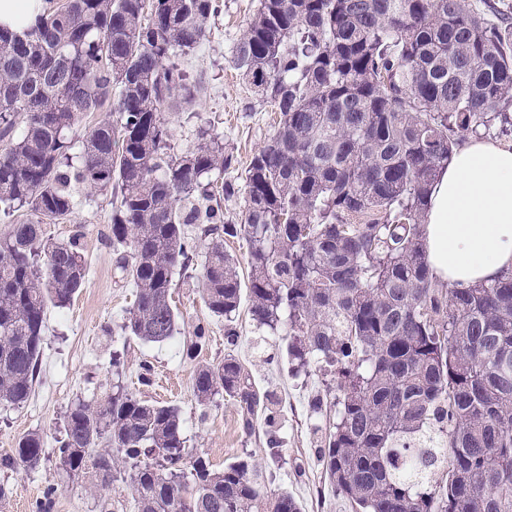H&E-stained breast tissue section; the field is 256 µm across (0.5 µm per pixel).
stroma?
Returning a JSON list of instances; mask_svg holds the SVG:
<instances>
[{
    "mask_svg": "<svg viewBox=\"0 0 512 512\" xmlns=\"http://www.w3.org/2000/svg\"><path fill=\"white\" fill-rule=\"evenodd\" d=\"M220 10L210 21V35L189 54L176 60L198 91L192 103L167 110L173 144L182 150L196 142L200 118L214 120L216 133L235 163L225 171L227 182L242 186L244 170L273 132L276 114L270 103L255 95L232 64V51L258 7V0H219ZM76 207L70 221L47 228L52 238L70 236L75 225L83 227V249L88 258L85 283L71 304L50 309L42 350L41 381L28 401L17 408L0 407V456L10 453L24 434L36 432L44 439L45 457L33 471L0 468V485L10 491L0 512H31V505L47 487H57L53 512H100L109 502L114 512H137L129 489L116 483L107 487L90 484L84 477L67 474L56 458L60 435L69 407L111 392L119 383L137 398L177 406L183 421L189 454L201 455L216 469L238 457H250L269 475L271 490H288L301 503L303 512H350L331 491L316 461V437L310 405L334 386L332 376L318 371L293 375L282 356L283 342L277 336L260 335L248 310L237 320L239 342L234 350L262 392L273 405L270 417H258L252 432H244L234 404L216 395L207 416H200L193 393V375L198 365L223 360L224 323L206 308L199 280L201 264L174 276L172 297L180 318L174 339L144 343L125 335L123 318L135 292L114 266L109 240L112 206L108 195L85 185L74 188ZM207 329V340L194 356L185 344L197 325ZM120 353L121 375L112 373V355ZM166 371L180 383L173 395H159L156 387L139 385L142 362ZM277 424L281 454L271 459L267 444L270 424Z\"/></svg>",
    "mask_w": 512,
    "mask_h": 512,
    "instance_id": "35a3bbf8",
    "label": "stroma"
}]
</instances>
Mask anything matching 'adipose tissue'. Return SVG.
I'll return each mask as SVG.
<instances>
[{
	"label": "adipose tissue",
	"mask_w": 512,
	"mask_h": 512,
	"mask_svg": "<svg viewBox=\"0 0 512 512\" xmlns=\"http://www.w3.org/2000/svg\"><path fill=\"white\" fill-rule=\"evenodd\" d=\"M47 0H0V27L22 35ZM438 280L489 282L512 270V145L467 138L433 182L425 213Z\"/></svg>",
	"instance_id": "1"
}]
</instances>
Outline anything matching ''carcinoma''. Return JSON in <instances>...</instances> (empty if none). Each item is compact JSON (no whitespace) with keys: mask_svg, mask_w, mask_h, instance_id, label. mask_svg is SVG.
Here are the masks:
<instances>
[{"mask_svg":"<svg viewBox=\"0 0 512 512\" xmlns=\"http://www.w3.org/2000/svg\"><path fill=\"white\" fill-rule=\"evenodd\" d=\"M259 0L233 64L279 113L245 170L239 222L224 221L232 166L200 122L176 151L166 118L193 90L166 60L209 35L218 0H60L24 37L0 28V405L40 381L49 308L87 275L72 185L111 197L115 267L135 288L122 329L177 333L173 278L203 256V301L229 347L242 288L258 328L286 341L336 393L312 415L319 460L351 512H512V271L464 286L430 274V186L455 147L512 125V18L483 0ZM108 108L116 120L78 137ZM250 247L248 285L224 238ZM253 430L268 398L234 356L199 366L201 416L219 392ZM69 474L127 484L137 512H301L247 459L215 470L186 451L177 407L121 386L79 400L56 439ZM40 435L0 457L38 468Z\"/></svg>","mask_w":512,"mask_h":512,"instance_id":"1","label":"carcinoma"}]
</instances>
